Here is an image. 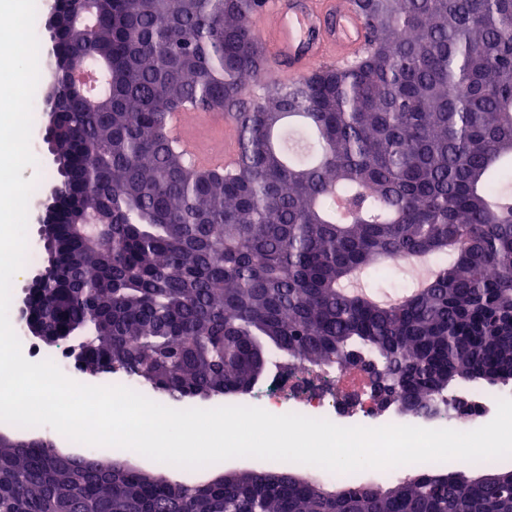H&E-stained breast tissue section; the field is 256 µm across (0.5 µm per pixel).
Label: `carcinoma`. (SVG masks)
<instances>
[{"mask_svg": "<svg viewBox=\"0 0 512 512\" xmlns=\"http://www.w3.org/2000/svg\"><path fill=\"white\" fill-rule=\"evenodd\" d=\"M264 0H57L43 111L63 203L36 291L111 365L174 402L237 388L274 352L363 363L415 418L460 414L455 388L512 380V0H360L371 43L240 105L267 59ZM106 68L92 97L72 86ZM190 107L237 113L241 154L200 175L168 132ZM102 214L107 243L69 232ZM430 262L426 286L378 304L352 274ZM418 469L387 487L285 461L173 481L121 452L66 455L0 436V512H512V470Z\"/></svg>", "mask_w": 512, "mask_h": 512, "instance_id": "cac0c4a2", "label": "carcinoma"}]
</instances>
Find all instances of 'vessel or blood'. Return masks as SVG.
<instances>
[{"label": "vessel or blood", "mask_w": 512, "mask_h": 512, "mask_svg": "<svg viewBox=\"0 0 512 512\" xmlns=\"http://www.w3.org/2000/svg\"><path fill=\"white\" fill-rule=\"evenodd\" d=\"M252 28L270 62L269 83L306 73L327 61L347 62L368 46L367 24L356 0H266L252 19ZM204 118L224 131L223 153L201 155L184 129V115L172 113L168 126L178 146L199 165L214 170L233 169L240 157L239 127L233 113L217 108Z\"/></svg>", "instance_id": "1"}]
</instances>
